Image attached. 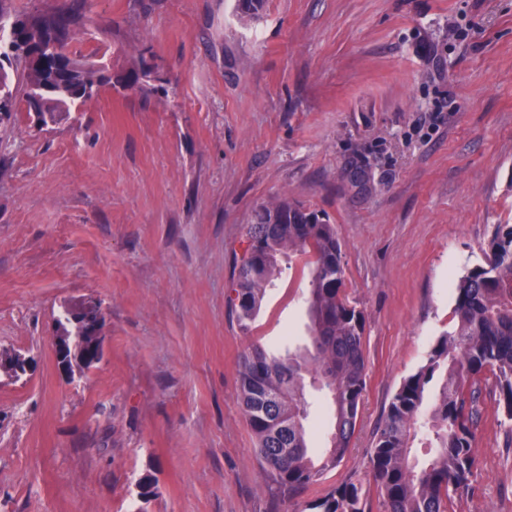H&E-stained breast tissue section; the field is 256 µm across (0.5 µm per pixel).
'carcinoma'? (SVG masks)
Returning <instances> with one entry per match:
<instances>
[{
  "label": "carcinoma",
  "mask_w": 512,
  "mask_h": 512,
  "mask_svg": "<svg viewBox=\"0 0 512 512\" xmlns=\"http://www.w3.org/2000/svg\"><path fill=\"white\" fill-rule=\"evenodd\" d=\"M264 0H236V11L255 18ZM80 16L44 10L8 25L0 42V123L19 105L41 125L57 122L79 100L112 83V70L101 60L69 50ZM154 75L142 67L120 80L125 88L147 91ZM292 202L256 211L246 235L262 237L257 255L244 252L236 263L229 297L240 328L249 330L266 288L273 285L278 261L296 251L311 258L307 326L310 347L277 356L261 345L244 353L237 366L240 399L269 482L284 498L316 483L335 468L355 433L365 390L363 312L348 299L342 251L334 226L303 222L298 212L282 223L272 213ZM454 326L436 340L423 365L406 377L392 398L376 433L370 463L374 487L385 512H455L454 499L472 490L475 427L482 417L475 376L494 379L497 409L512 420V226L492 236L485 262L457 283ZM318 376L329 395L332 431L329 446L309 448L304 421L306 376ZM433 434L436 452L422 468L411 463V441L421 419ZM370 488L349 478L312 503L318 512H365Z\"/></svg>",
  "instance_id": "1"
}]
</instances>
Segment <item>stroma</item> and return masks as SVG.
<instances>
[{
  "label": "stroma",
  "instance_id": "obj_1",
  "mask_svg": "<svg viewBox=\"0 0 512 512\" xmlns=\"http://www.w3.org/2000/svg\"><path fill=\"white\" fill-rule=\"evenodd\" d=\"M79 7L74 52L158 90L100 87L60 123L0 126V512H309L355 476L403 380L453 326L455 287L512 225V0H11ZM368 170L360 192L350 171ZM324 212L365 318L366 388L336 468L268 486L237 362L306 334L310 267L283 256L249 331L228 298L259 206ZM95 304L105 350L56 363L64 308ZM313 449L331 410L306 386ZM471 494L512 512V421L485 399ZM155 481L149 500L142 477Z\"/></svg>",
  "mask_w": 512,
  "mask_h": 512
}]
</instances>
